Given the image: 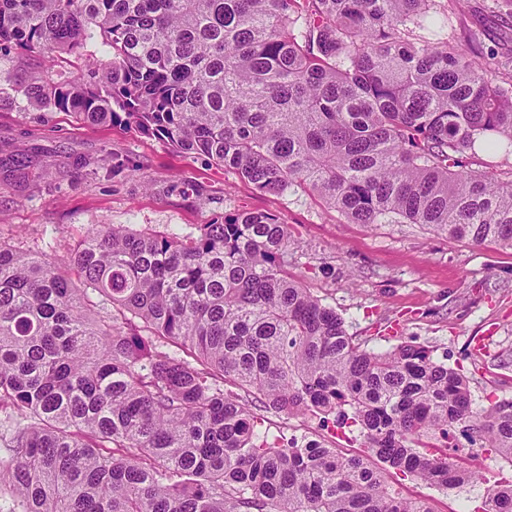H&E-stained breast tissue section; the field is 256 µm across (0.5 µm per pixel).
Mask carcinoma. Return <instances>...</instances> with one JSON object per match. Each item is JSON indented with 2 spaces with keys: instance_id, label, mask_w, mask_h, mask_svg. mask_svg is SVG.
I'll return each instance as SVG.
<instances>
[{
  "instance_id": "cac0c4a2",
  "label": "carcinoma",
  "mask_w": 512,
  "mask_h": 512,
  "mask_svg": "<svg viewBox=\"0 0 512 512\" xmlns=\"http://www.w3.org/2000/svg\"><path fill=\"white\" fill-rule=\"evenodd\" d=\"M447 28L441 0H0V50L108 48L86 76L46 72L40 105L260 192L308 187L349 224L512 248V175L466 164L512 150V81ZM288 243L276 215L243 211L186 235L94 225L65 270L0 242L6 512H432L384 471L478 479L429 444L466 421L470 445L512 461V403L474 411L467 378L423 345L362 347L288 273ZM243 392L355 427L364 450L261 435ZM484 512H512V481Z\"/></svg>"
}]
</instances>
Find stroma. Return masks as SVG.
I'll return each instance as SVG.
<instances>
[{
	"mask_svg": "<svg viewBox=\"0 0 512 512\" xmlns=\"http://www.w3.org/2000/svg\"><path fill=\"white\" fill-rule=\"evenodd\" d=\"M487 0H448V34L476 36L482 51L512 62V15ZM44 70L36 56L0 51V241L63 258L95 224L134 231L190 232L224 213L270 212L287 224L288 272L336 310L349 335L376 351L413 340L435 360L462 368L474 410L512 403V249L451 240L418 224L346 223L312 190L258 191L234 171L183 153L167 141L114 124L91 126L35 106L28 90ZM137 175H113L114 164ZM487 339L486 352L472 339ZM262 431L308 434L356 454L358 432L323 427L254 403ZM477 481L448 490L396 470L401 495L424 497L434 512H483L489 489L512 480V461L474 449Z\"/></svg>",
	"mask_w": 512,
	"mask_h": 512,
	"instance_id": "stroma-1",
	"label": "stroma"
}]
</instances>
